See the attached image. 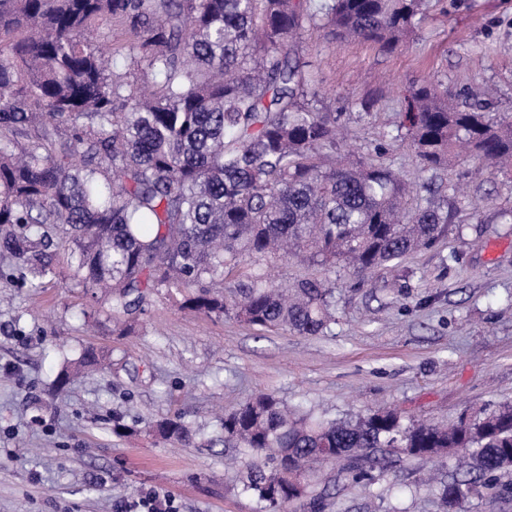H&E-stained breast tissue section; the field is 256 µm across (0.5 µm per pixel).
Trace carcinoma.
Wrapping results in <instances>:
<instances>
[{
    "label": "carcinoma",
    "mask_w": 512,
    "mask_h": 512,
    "mask_svg": "<svg viewBox=\"0 0 512 512\" xmlns=\"http://www.w3.org/2000/svg\"><path fill=\"white\" fill-rule=\"evenodd\" d=\"M425 0H0V256L10 281L42 288L57 276L52 247L68 244L73 277L106 295L125 322L160 289L184 307L263 330L323 334L335 321L334 283L275 284L287 260L334 273L398 271L432 246L460 212L439 196L441 169L472 160L512 167V115L487 93L410 86L395 140L422 177L413 193L384 163L336 155V114L322 111L309 63L292 58L306 28L395 51ZM122 21L140 76L111 71L106 49L84 39ZM102 355L89 346L73 372ZM224 446L244 449L243 489L260 512L294 504L283 463L306 478L339 463L374 483L407 456L433 462L468 449L466 477L434 491L464 512L476 484L512 469V404L448 426L393 410L349 419L249 397L220 419ZM152 428L164 441L192 437L180 417Z\"/></svg>",
    "instance_id": "cac0c4a2"
}]
</instances>
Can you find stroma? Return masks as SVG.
<instances>
[{"instance_id": "obj_1", "label": "stroma", "mask_w": 512, "mask_h": 512, "mask_svg": "<svg viewBox=\"0 0 512 512\" xmlns=\"http://www.w3.org/2000/svg\"><path fill=\"white\" fill-rule=\"evenodd\" d=\"M298 54L350 130L348 149L384 148L382 162L414 185V155L389 138L409 85H487L498 110L512 113V0H428L414 35L393 52L336 43L311 27ZM370 97L374 111L361 112ZM442 180L457 190L459 218L403 260V276L337 272L336 322L322 336L209 319L164 290L120 328L71 278L67 250L57 252V279L36 289L10 284L0 256V512H111L156 488L178 512H258L242 489V456L220 428L222 414L258 392L336 418L391 407L448 423L512 401V221L502 217L512 178L466 161ZM89 345L108 369L58 388V373ZM177 416L193 424L189 445L146 429ZM116 419L127 435L113 434ZM432 470L446 477L456 461L405 462L369 487L327 467L310 490L325 494V512H445L427 484ZM465 508L512 512V471Z\"/></svg>"}]
</instances>
